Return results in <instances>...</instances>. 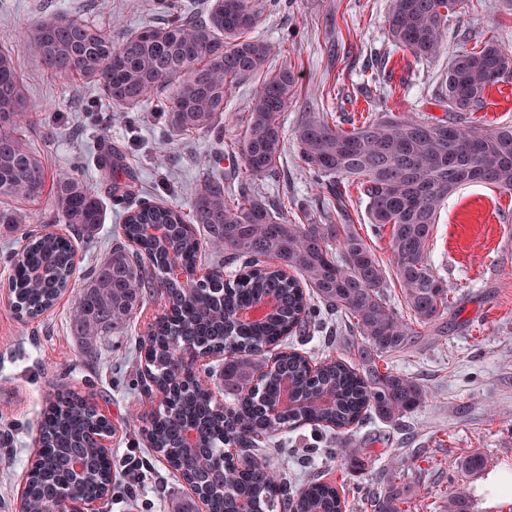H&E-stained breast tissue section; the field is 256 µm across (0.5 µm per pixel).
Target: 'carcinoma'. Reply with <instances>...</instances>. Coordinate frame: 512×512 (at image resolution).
<instances>
[{
  "instance_id": "carcinoma-1",
  "label": "carcinoma",
  "mask_w": 512,
  "mask_h": 512,
  "mask_svg": "<svg viewBox=\"0 0 512 512\" xmlns=\"http://www.w3.org/2000/svg\"><path fill=\"white\" fill-rule=\"evenodd\" d=\"M462 0H393L385 19L392 45L420 61L438 56L445 44L448 13ZM164 17L117 43L99 26L58 13L35 21L28 47L36 66L55 76L95 83L107 105L159 112L170 135L224 130V97L233 83L258 79L240 145L245 172L258 179L273 170L284 140L281 113L295 94L294 74L270 69L272 46L253 35L262 22L261 0H215L203 14L182 0H156ZM512 79V51L487 42L460 51L448 65L441 117L398 115L366 119L346 130L330 112L308 114L295 130L303 162L336 204V224H297L286 205H269L248 186L231 191L224 179L208 177L189 211L176 204L144 201L126 205L132 174L123 153L109 148L98 165L111 179L112 199L124 206V239L87 278L74 315L79 335L91 340L152 299L172 314L150 324L145 349L146 395L170 390L171 403L153 416L147 441L188 485L208 494L217 512H343L338 490L310 477L291 482L258 457L259 443L274 431L309 424L336 432V453L362 469L387 449L350 448L344 435L366 415L397 425L424 408L429 392L418 379L380 370L386 356L407 351L424 335L444 329L452 301L428 261L429 242L440 210L457 189L492 185L512 194V126L494 129L467 124L482 108L486 89ZM41 109L27 103L10 53L0 51V199L39 201L47 186L42 161L28 147L22 125ZM356 182L366 200L372 231L389 232L391 267H386L352 229L344 183ZM53 218L78 234L104 223L100 199L74 175L52 181ZM224 251V266L212 280L194 273L207 249ZM182 264L186 281L169 280L170 257ZM9 290L15 312L36 318L50 309L73 275V248L57 236H30L10 255ZM394 273L407 312L386 294ZM317 303H312L311 298ZM268 300L275 307L248 320L243 313ZM336 319L356 344L361 364L333 356L315 370L306 356L282 351L265 368L266 349L291 334ZM224 346V388L237 402L219 410L200 391L181 389L178 359ZM294 388L287 416L278 412L281 384ZM195 428L208 460L224 469L211 484L188 468L190 449L183 431ZM97 421L89 403L60 397L43 416L42 446L27 475L22 508L51 512L61 492L78 493L87 482L109 490L112 473L100 466V449L90 444ZM244 448L242 468L222 458L224 445ZM86 461L88 480L71 461ZM480 452L459 464L460 477L484 470ZM366 512H406L395 482L363 494ZM448 512H471L465 486L454 482Z\"/></svg>"
}]
</instances>
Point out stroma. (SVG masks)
I'll use <instances>...</instances> for the list:
<instances>
[{
	"label": "stroma",
	"mask_w": 512,
	"mask_h": 512,
	"mask_svg": "<svg viewBox=\"0 0 512 512\" xmlns=\"http://www.w3.org/2000/svg\"><path fill=\"white\" fill-rule=\"evenodd\" d=\"M257 33L275 48L276 65L296 78V94L281 115L287 131L273 172L255 180L254 194L265 202H307L291 210L296 222L325 223L322 190L302 162L293 133L305 113L345 112L355 121L386 114L442 116L448 64L462 49L492 40L512 48V11L504 0H463L448 15L447 44L428 61L394 51L384 20L391 0H264ZM54 13L90 21L112 35L159 22L155 0H0V46L10 50L28 103L46 107V123L25 128L28 145L49 178L73 174L105 204V221L90 236L74 235L66 224L53 229L70 238L77 266L70 286L36 319L15 314L6 288L7 254L21 250L39 204L17 203L20 225L0 224V512H19L26 469L37 450L45 409L59 396L76 394L105 412L115 426L108 450L114 482L100 512H178L191 502L183 478L153 456L141 435L158 408L141 392L140 363L133 354L149 322L162 316L147 303L128 320L93 340L73 324L84 277L99 263L120 230L121 210L95 158L107 145L120 148L134 174L135 200L150 198L189 207L195 190L212 174L237 188L242 160L238 143L255 87L246 79L227 93L231 120L223 139L208 134H164L162 119L146 112L100 110L87 116L101 93L88 81L62 79L39 70L26 46L30 24ZM468 122L486 128L512 125V80L486 89L482 109ZM221 156L219 168L206 166ZM429 259L447 282L454 305L448 333L424 336L404 354L389 358L390 369L413 376L430 402L405 426L369 417L353 436V447L380 437L385 459L352 470L336 455L333 432L303 425L283 431L286 444L264 447V455L299 475L312 473L345 495L348 512H363L361 490L392 479L409 491L408 512H446L452 465L479 452L484 474L466 478L471 512H512V493L487 497L485 474L512 476V194L494 186H463L440 212Z\"/></svg>",
	"instance_id": "35a3bbf8"
}]
</instances>
